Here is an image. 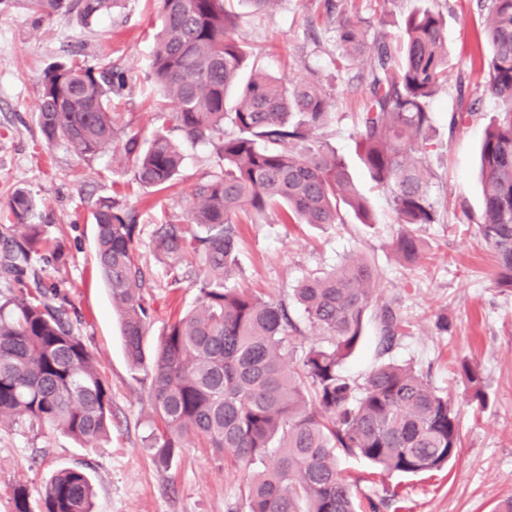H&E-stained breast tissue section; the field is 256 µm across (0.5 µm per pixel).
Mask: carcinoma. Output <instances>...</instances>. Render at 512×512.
<instances>
[{
  "label": "carcinoma",
  "instance_id": "obj_1",
  "mask_svg": "<svg viewBox=\"0 0 512 512\" xmlns=\"http://www.w3.org/2000/svg\"><path fill=\"white\" fill-rule=\"evenodd\" d=\"M28 2L36 27L71 4ZM79 2L92 18L116 0ZM229 2L159 0L151 70L171 106L161 118L183 141L212 145L219 172L192 191L187 223L161 224L153 234L155 249L171 261L172 290L184 280L181 265L198 264L192 286L200 306L169 322L157 340L148 397L162 431L150 448L164 466L185 447L260 462L263 470L247 481V512H361L340 455L360 456L382 475L439 469L460 452V419L448 396L408 365L381 364L361 385L342 374L378 300L367 263L346 256L332 272L298 282L294 297L327 344L309 347L296 362L288 359L289 331L297 327L287 307L230 283L241 224L276 211L286 221L313 225L342 223L345 208L363 224L374 215L343 161L318 137L331 117L323 88L254 69L239 82L250 51L234 37ZM485 2L484 89L499 111L480 146L479 231L495 252V283L512 290V0ZM327 5L336 10L341 57L360 64L366 87L355 122L364 169L389 193L397 223L434 224L429 175L415 156L432 146L428 102L448 82L443 18L429 9L411 11L395 65L367 21L332 0ZM126 81L122 72L77 59L49 67L34 106L40 134L84 160L120 142L135 182L168 188L183 164L181 145L158 131L143 146L138 134L119 126L112 93ZM35 209V199L18 190L0 225V273L30 283L0 300V428L29 421L89 445L112 428V397L72 328L67 297L33 264L35 255L45 266L60 257L32 223ZM93 218L99 270L121 320L126 356L139 367L150 320L149 280L136 258L141 228L114 201L100 203ZM394 247L408 262L419 256L408 233L398 234ZM401 328L400 317L384 310L381 341L391 344ZM460 375L484 407L479 368L464 363ZM93 497L89 474L65 468L46 486L39 512H93Z\"/></svg>",
  "mask_w": 512,
  "mask_h": 512
}]
</instances>
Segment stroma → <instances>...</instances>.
<instances>
[{
  "instance_id": "1",
  "label": "stroma",
  "mask_w": 512,
  "mask_h": 512,
  "mask_svg": "<svg viewBox=\"0 0 512 512\" xmlns=\"http://www.w3.org/2000/svg\"><path fill=\"white\" fill-rule=\"evenodd\" d=\"M27 0L0 5V214L18 190L37 202L36 221L50 247L62 254L47 266L46 281L60 284L73 307L74 331L94 355L112 396V430L87 448L58 430L20 423L0 430V512H15L16 488L30 505L61 469L82 465L95 489L93 512H246L242 489L247 466L218 457L210 448H184L169 466L157 464L150 449V380L125 356L118 314L96 265L91 213L117 201L136 214L141 234L136 256L150 282L153 317L149 344H156L173 309L199 306L188 283L171 291L170 263L153 245L157 225L186 219L194 187L217 167L211 145L183 144L184 163L173 187L158 191L132 180L131 164L120 149L89 161L66 147L48 146L34 105L43 72L51 64L80 55L94 65L124 70L128 84L112 100L122 128L150 139L160 130L162 105L150 76L158 26L153 0H117L103 16L84 18L79 6L34 27ZM347 7L369 20L373 33L399 45L411 9L433 7L445 18L450 77L431 99L434 148L422 155L431 170L430 196L439 217L434 224L401 228L385 195L376 189L355 149L354 115L364 90L354 78L355 63L335 66L336 32L324 0H279L256 12L250 0H236L234 36L259 51L269 74L313 79L332 96V119L321 140L347 165L353 183L375 208L376 222L360 223L345 212L340 224L283 223L269 215L240 227L237 283L285 302L300 329L299 350L321 344L293 290L310 274H323L351 255L376 273L380 304L365 317L362 340L342 364L355 382L379 364L413 366L438 391L448 394L461 418V452L441 470L416 476H382L364 460L341 456L340 466L360 500H387L384 512H505L512 503V291L493 282L496 256L484 242L483 191L479 149L499 105L484 91L487 50L482 39L486 16L478 0H348ZM470 105V122L449 131L448 117ZM407 230L420 246L416 262L400 260L392 242ZM406 324L392 349L379 346L383 307ZM447 316V330L436 321ZM477 365L483 377L485 409H477L457 373L461 362Z\"/></svg>"
}]
</instances>
